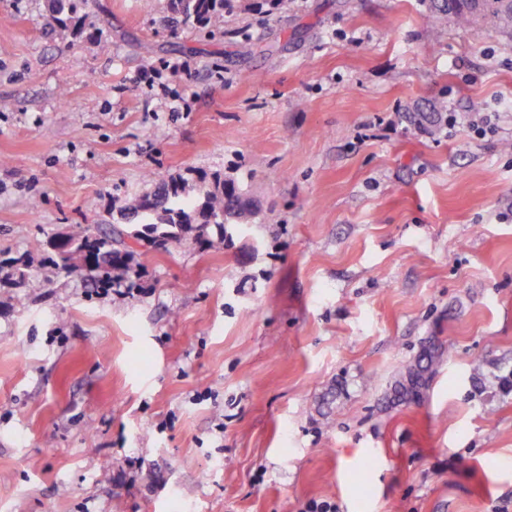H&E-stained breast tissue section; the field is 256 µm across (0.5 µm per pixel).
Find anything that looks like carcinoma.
I'll use <instances>...</instances> for the list:
<instances>
[{
  "instance_id": "carcinoma-1",
  "label": "carcinoma",
  "mask_w": 512,
  "mask_h": 512,
  "mask_svg": "<svg viewBox=\"0 0 512 512\" xmlns=\"http://www.w3.org/2000/svg\"><path fill=\"white\" fill-rule=\"evenodd\" d=\"M86 0H46L45 8L58 26L71 29L80 36L84 33L79 13ZM230 0H167L168 21L175 28H210L224 22V9ZM424 18L433 26L452 21L462 27L478 23L512 37V0H482L480 16L473 15L470 0H424ZM445 112L447 106L417 112L413 122L419 127L440 129L447 121L436 119L435 112ZM122 211L135 218L142 217L131 230L113 227L107 231L87 224L78 233L81 243L68 249L54 245V238L37 247L50 250L46 260L53 269L68 275H77L95 288H127L134 283L127 278L134 257V244L147 239L153 244L167 245L181 241L193 233L199 239L216 233V241L224 242V225L246 224L253 214L249 205L237 196L234 180L220 173L178 179H161L153 193L128 201ZM7 277L29 295L44 288L45 280L32 272L25 255L10 262ZM439 352L426 350L403 366L393 384V397L398 402L420 398L422 390L434 372Z\"/></svg>"
}]
</instances>
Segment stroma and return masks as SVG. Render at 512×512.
Segmentation results:
<instances>
[{"label": "stroma", "instance_id": "35a3bbf8", "mask_svg": "<svg viewBox=\"0 0 512 512\" xmlns=\"http://www.w3.org/2000/svg\"><path fill=\"white\" fill-rule=\"evenodd\" d=\"M166 3L89 0L76 39L0 0V258L50 280L0 285V512H512V40L421 0ZM442 100L453 130L411 122ZM196 170L253 203L224 244H136L132 294L44 265ZM231 0H167L168 21L175 28H210L224 22ZM26 255L15 257L10 262L7 277L12 279L28 295H36L44 288L45 280L39 274L32 272ZM439 352L426 350L413 361L403 366L393 384V397L398 402L412 401L420 398L422 390L434 372Z\"/></svg>", "mask_w": 512, "mask_h": 512}]
</instances>
